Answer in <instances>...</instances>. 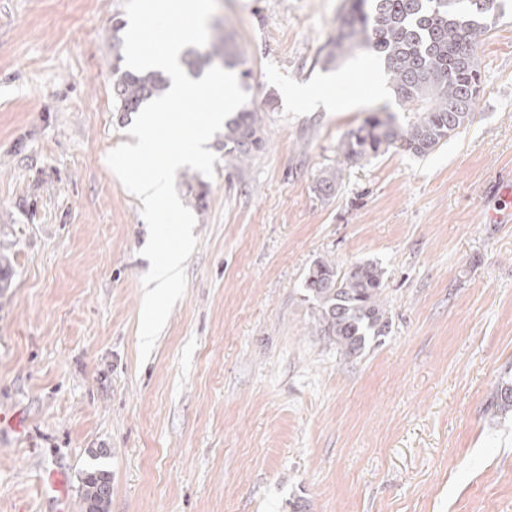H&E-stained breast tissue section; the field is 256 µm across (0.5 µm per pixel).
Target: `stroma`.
<instances>
[{
	"mask_svg": "<svg viewBox=\"0 0 512 512\" xmlns=\"http://www.w3.org/2000/svg\"><path fill=\"white\" fill-rule=\"evenodd\" d=\"M346 0H218L265 141L215 176L182 167L199 243L139 357L138 197L109 168L134 143L112 101L123 0H0V512H53L63 478L111 474L108 512H512V0L478 57L466 128L427 157L346 163L370 112L409 118L358 50L322 58ZM343 80L351 109L291 102ZM335 169L334 195L315 190ZM205 184L203 206L189 189ZM383 273L388 336L347 357L316 335L317 261Z\"/></svg>",
	"mask_w": 512,
	"mask_h": 512,
	"instance_id": "stroma-1",
	"label": "stroma"
}]
</instances>
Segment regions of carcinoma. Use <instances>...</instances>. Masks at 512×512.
Returning <instances> with one entry per match:
<instances>
[{"mask_svg": "<svg viewBox=\"0 0 512 512\" xmlns=\"http://www.w3.org/2000/svg\"><path fill=\"white\" fill-rule=\"evenodd\" d=\"M501 0H351L336 28V52L365 49L383 63L396 98L413 120L400 124L384 109L369 115L340 143L346 161L357 163L399 147L425 157L460 133L470 121L480 93L478 65L480 37L492 26ZM113 65L112 99L116 111L137 113L163 95L170 78L161 70L132 72ZM181 62L193 76L218 65H241L220 30L207 51L187 50ZM263 145L255 111L242 109L224 123V151L246 158ZM336 171L324 173L316 190L336 191ZM383 277L371 263H356L340 275L328 261H318L306 279V292L316 310L317 335L325 337L346 356L362 352L369 340L389 333L380 296ZM489 405L495 412L512 411V386L504 383ZM111 495V477L100 468L83 477L85 512H104Z\"/></svg>", "mask_w": 512, "mask_h": 512, "instance_id": "cac0c4a2", "label": "carcinoma"}]
</instances>
